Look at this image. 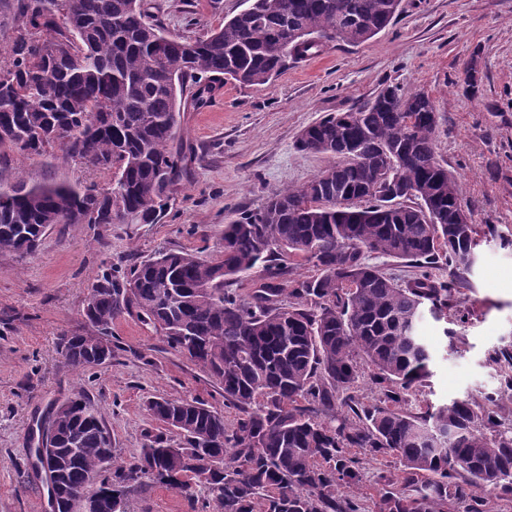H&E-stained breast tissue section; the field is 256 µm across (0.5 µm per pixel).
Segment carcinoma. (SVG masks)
<instances>
[{
	"instance_id": "carcinoma-1",
	"label": "carcinoma",
	"mask_w": 512,
	"mask_h": 512,
	"mask_svg": "<svg viewBox=\"0 0 512 512\" xmlns=\"http://www.w3.org/2000/svg\"><path fill=\"white\" fill-rule=\"evenodd\" d=\"M401 0H245L204 38L175 35L143 0H15L9 65L0 68V146L23 157L58 146L112 174L106 188L0 180V254H33L56 224H156L188 177L174 146L186 83L207 102L213 84L270 82L288 59L326 43H363L398 16ZM303 32L319 41L295 44ZM433 99L394 86L308 126L303 151L334 162L302 186L272 195L257 212L224 225L223 245L204 260L185 251L134 263L122 281L97 280L84 312L89 329L61 339L74 368L97 364L112 345V321L136 314L167 346L224 391L233 421L203 401L155 398L146 410L180 436L146 435L112 471L121 512L144 480L192 494L201 512H362L340 490L360 482L351 449L392 454L396 477H379L370 512H488L478 491L512 493V428L498 408L512 382L483 401H454L419 414L402 404L428 376L432 352L418 335L425 306L448 307L449 289L427 269L443 263L457 280L471 272L477 225L455 224L462 189L437 152ZM349 140L358 156L343 153ZM396 162L380 175L381 155ZM377 254L423 272L399 283L366 261ZM300 261L309 278L281 277ZM267 274L242 295L233 285ZM382 398L365 405L336 395L351 388L358 361ZM105 416L79 392L54 403L29 434V457L48 491L99 480L113 456Z\"/></svg>"
}]
</instances>
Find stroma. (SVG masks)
Here are the masks:
<instances>
[{
    "label": "stroma",
    "instance_id": "35a3bbf8",
    "mask_svg": "<svg viewBox=\"0 0 512 512\" xmlns=\"http://www.w3.org/2000/svg\"><path fill=\"white\" fill-rule=\"evenodd\" d=\"M168 31L201 37L239 13L243 0H146ZM479 80L468 91L465 73ZM427 93L438 113L440 159L460 182L478 238L468 286L452 285L448 308L425 315L419 333L433 352L430 375L404 408L418 413L499 389L494 352L512 351V0H401L393 24L360 43L335 42L289 61L264 85L217 84L207 103L185 99L177 141L196 161L157 224H58L38 251L0 254V512H49L43 472L28 457V433L48 406L84 391L112 430L115 462L128 464L146 434L167 428L144 409L151 397L197 398L226 419L222 391L161 335L133 315L112 323V358L76 369L62 336L84 332L89 290L104 270L165 251L208 258L220 249L231 212L262 208L300 186L330 157L300 150L301 131L382 88ZM107 185L109 173L66 159L59 149L30 159L0 147V180ZM129 512H194L179 491L146 483Z\"/></svg>",
    "mask_w": 512,
    "mask_h": 512
}]
</instances>
